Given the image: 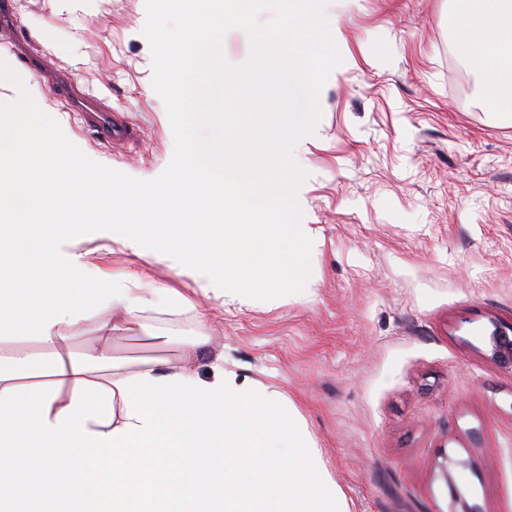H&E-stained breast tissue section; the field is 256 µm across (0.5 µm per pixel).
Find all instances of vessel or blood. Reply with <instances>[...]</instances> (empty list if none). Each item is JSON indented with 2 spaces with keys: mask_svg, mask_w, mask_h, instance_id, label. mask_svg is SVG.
I'll use <instances>...</instances> for the list:
<instances>
[{
  "mask_svg": "<svg viewBox=\"0 0 512 512\" xmlns=\"http://www.w3.org/2000/svg\"><path fill=\"white\" fill-rule=\"evenodd\" d=\"M14 10L13 0H0V44L6 46L26 67H33L34 58L27 55L24 46L13 41L9 24ZM50 92L57 101L65 103L71 111L81 113L84 123L99 137L113 142L132 139L134 132L127 124L114 118L104 98L80 89L65 75L50 76Z\"/></svg>",
  "mask_w": 512,
  "mask_h": 512,
  "instance_id": "vessel-or-blood-1",
  "label": "vessel or blood"
}]
</instances>
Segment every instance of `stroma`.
<instances>
[{"label":"stroma","instance_id":"1","mask_svg":"<svg viewBox=\"0 0 512 512\" xmlns=\"http://www.w3.org/2000/svg\"><path fill=\"white\" fill-rule=\"evenodd\" d=\"M17 39L104 97L136 130L119 146L84 129L38 72L0 46V125L44 118L82 166L159 187L220 122L168 115L160 0H15ZM456 0H330L326 62L311 130L296 141L290 217L320 246L310 289L261 306L201 298L197 282L134 254L111 228L65 240L85 279L163 284L197 311L145 323L207 333L244 374L278 385L305 418L350 512H455L444 457L470 512H512V369L490 357L512 329V120L480 101V75L455 40ZM268 8L224 29V65L246 66Z\"/></svg>","mask_w":512,"mask_h":512}]
</instances>
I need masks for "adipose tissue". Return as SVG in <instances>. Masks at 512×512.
<instances>
[{
	"label": "adipose tissue",
	"mask_w": 512,
	"mask_h": 512,
	"mask_svg": "<svg viewBox=\"0 0 512 512\" xmlns=\"http://www.w3.org/2000/svg\"><path fill=\"white\" fill-rule=\"evenodd\" d=\"M214 0L194 6L175 34L197 66L190 84L172 75L173 111L216 106L228 87L245 108L274 100L273 122L251 125L195 145L193 162L160 187L116 186L84 171L45 126L10 129L0 156V512H350L293 402L282 391L216 359L212 379L195 360L208 336L175 342L148 330L146 311L191 307L175 288H130L121 279L88 283L79 253L60 249L88 223L111 225L137 255L175 262L226 302L267 303L275 293L303 294L319 240L292 223L289 202L299 182L289 148L313 125L293 110L307 104L325 55L319 23L301 0H280L276 27L254 41L250 66L220 63L222 35ZM455 37L476 60L485 108L512 115V0H460ZM105 199L92 207L89 188ZM144 219L127 220L129 206ZM50 302L21 318L15 299L47 267ZM94 345L71 350L73 331ZM143 334L158 349L178 345L176 362L135 366L115 344Z\"/></svg>",
	"instance_id": "obj_1"
}]
</instances>
